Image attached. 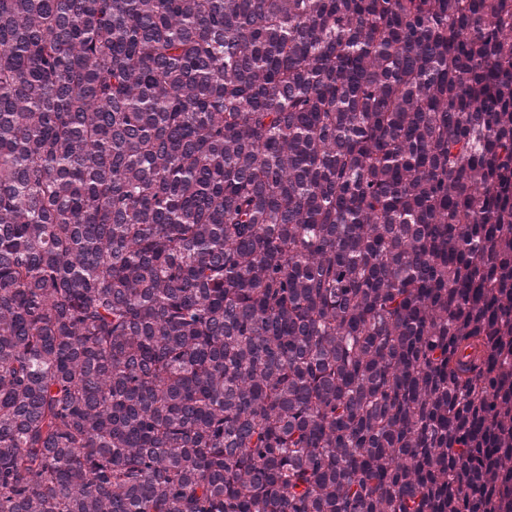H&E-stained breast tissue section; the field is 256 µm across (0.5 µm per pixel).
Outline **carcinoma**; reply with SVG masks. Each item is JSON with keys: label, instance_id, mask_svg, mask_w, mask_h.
<instances>
[{"label": "carcinoma", "instance_id": "carcinoma-1", "mask_svg": "<svg viewBox=\"0 0 512 512\" xmlns=\"http://www.w3.org/2000/svg\"><path fill=\"white\" fill-rule=\"evenodd\" d=\"M0 512H512V0H0Z\"/></svg>", "mask_w": 512, "mask_h": 512}]
</instances>
